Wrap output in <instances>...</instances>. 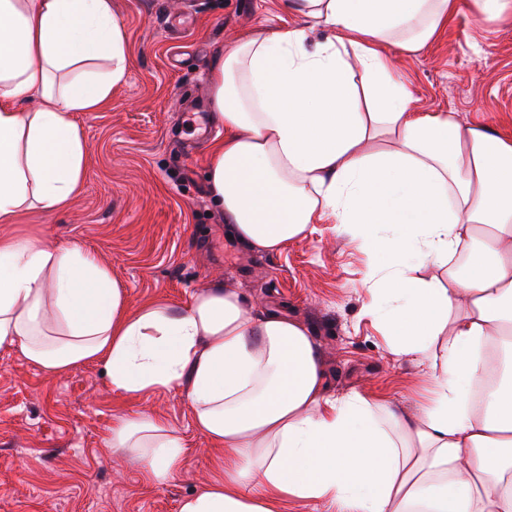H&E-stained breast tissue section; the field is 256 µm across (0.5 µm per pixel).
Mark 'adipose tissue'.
Here are the masks:
<instances>
[{
    "label": "adipose tissue",
    "mask_w": 512,
    "mask_h": 512,
    "mask_svg": "<svg viewBox=\"0 0 512 512\" xmlns=\"http://www.w3.org/2000/svg\"><path fill=\"white\" fill-rule=\"evenodd\" d=\"M460 0H285L296 25L218 49L209 106L213 205L235 238L276 252L335 224L384 256L366 308L391 352L427 365L418 407L327 393L308 328L252 311L216 283L180 310L129 309L79 243L0 237V350L61 375L103 363L114 391L181 387L217 475L179 512H512V139L454 112H419L393 62L419 53ZM326 37L308 46V31ZM127 34L112 0H0V224L80 192L88 149L76 112L124 84ZM419 257L442 276L416 275ZM109 445L149 483L179 477V430L118 417Z\"/></svg>",
    "instance_id": "1"
}]
</instances>
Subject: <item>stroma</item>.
<instances>
[{
	"label": "stroma",
	"instance_id": "obj_1",
	"mask_svg": "<svg viewBox=\"0 0 512 512\" xmlns=\"http://www.w3.org/2000/svg\"><path fill=\"white\" fill-rule=\"evenodd\" d=\"M128 35L126 82L109 105L75 120L89 151L84 186L67 207L30 208L1 234L80 243L101 257L130 307H185L215 283L277 308L314 336L327 390L389 397L409 407L431 387L425 367L395 358L363 313L370 258L333 225L273 254L239 243L207 190L208 89L218 47L290 17L283 0H112ZM420 111L458 113L512 138V20L487 23L469 7L418 54L398 56ZM150 412L177 427L184 470L146 484L107 446L115 417ZM217 453L194 428L183 392L145 399L113 392L104 364L49 375L0 351V512H179L212 478Z\"/></svg>",
	"mask_w": 512,
	"mask_h": 512
}]
</instances>
